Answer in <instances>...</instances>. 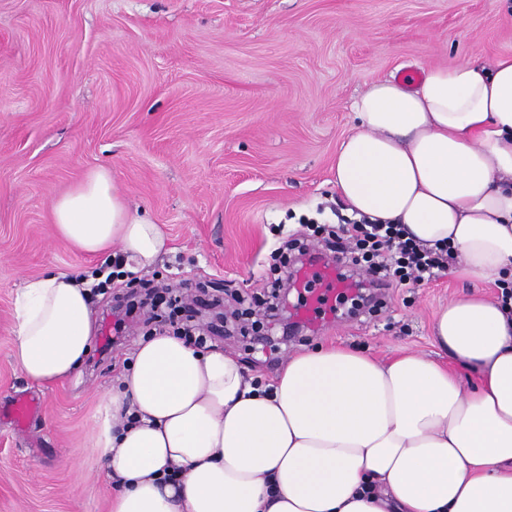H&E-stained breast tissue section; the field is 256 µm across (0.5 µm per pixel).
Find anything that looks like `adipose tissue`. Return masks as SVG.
Returning <instances> with one entry per match:
<instances>
[{
    "mask_svg": "<svg viewBox=\"0 0 512 512\" xmlns=\"http://www.w3.org/2000/svg\"><path fill=\"white\" fill-rule=\"evenodd\" d=\"M352 109L333 166L348 212L450 248L462 276L512 284V54L375 80ZM51 219L81 254L116 245L148 267L166 250L104 168ZM14 318L21 373L78 374L97 323L74 273L29 279ZM432 338L447 362L331 346L264 386L222 349L139 340L91 435L110 512H512V301L456 298Z\"/></svg>",
    "mask_w": 512,
    "mask_h": 512,
    "instance_id": "ef3b65f1",
    "label": "adipose tissue"
}]
</instances>
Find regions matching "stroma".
<instances>
[{"mask_svg": "<svg viewBox=\"0 0 512 512\" xmlns=\"http://www.w3.org/2000/svg\"><path fill=\"white\" fill-rule=\"evenodd\" d=\"M503 53L512 12L492 0H0V512H108L113 488L90 441L97 399L146 332L134 308L133 334L102 352L113 326L105 295L92 304L98 331L80 378L39 385L12 364L24 282L112 261L56 237L59 194L110 170L167 238L141 276L187 282L204 299L259 296L283 242L344 208L333 161L373 80ZM466 293L500 290L450 272L387 288L382 308L314 317L272 363L266 327L217 344L266 383L317 346L433 358L434 317ZM22 396L40 410L19 425L10 411Z\"/></svg>", "mask_w": 512, "mask_h": 512, "instance_id": "35a3bbf8", "label": "stroma"}]
</instances>
